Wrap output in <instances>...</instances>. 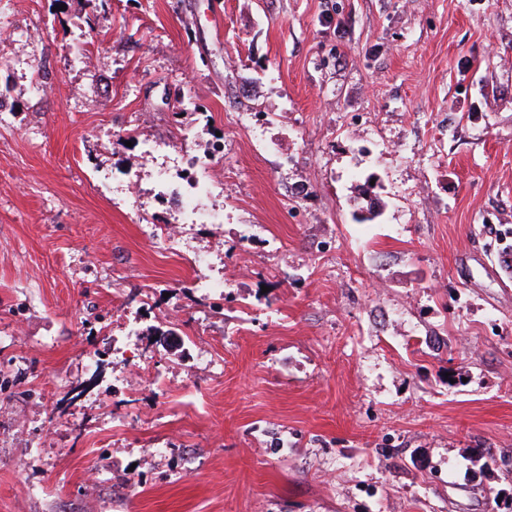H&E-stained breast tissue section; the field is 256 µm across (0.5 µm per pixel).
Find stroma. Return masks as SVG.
<instances>
[{"label": "stroma", "mask_w": 512, "mask_h": 512, "mask_svg": "<svg viewBox=\"0 0 512 512\" xmlns=\"http://www.w3.org/2000/svg\"><path fill=\"white\" fill-rule=\"evenodd\" d=\"M506 252L512 0H0V512H512Z\"/></svg>", "instance_id": "stroma-1"}]
</instances>
